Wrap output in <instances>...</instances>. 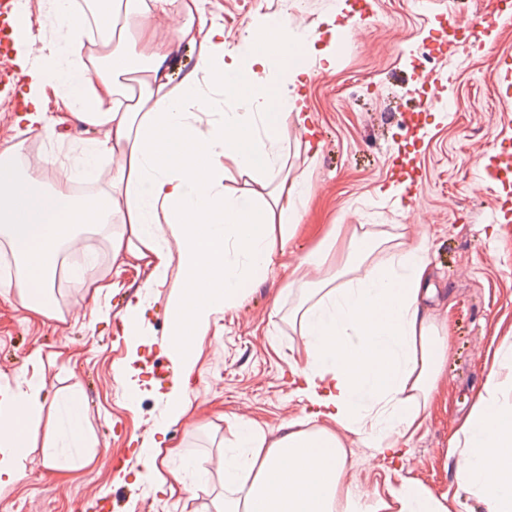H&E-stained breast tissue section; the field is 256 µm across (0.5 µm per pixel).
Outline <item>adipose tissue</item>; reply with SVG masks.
<instances>
[{
    "mask_svg": "<svg viewBox=\"0 0 512 512\" xmlns=\"http://www.w3.org/2000/svg\"><path fill=\"white\" fill-rule=\"evenodd\" d=\"M200 3L87 0L79 8L74 0H43L50 34L37 55H19L21 120L28 131L56 138L43 109L50 93L102 136L60 165L50 185L23 162L21 144L0 145V169L10 172L0 179V245L15 259L8 285L24 309L52 316L58 259L85 235L150 267L121 317L131 352L116 379L129 401L141 392L135 364L151 301L169 297L165 350L176 372L133 474L158 490L167 484L161 440L190 409L198 332L268 276L277 248L297 228L306 180L289 176L283 149L291 127L306 123L299 89L312 75L310 60H333L317 36L279 19L227 42L223 27L207 25ZM159 13L179 16L173 38L151 28ZM270 32L279 48L266 44ZM176 40L199 45L194 79L179 83L166 72ZM202 114L212 118L204 129ZM233 169L272 183L269 196L229 193L224 179ZM301 266L313 274L290 316L301 338L292 368L303 415L274 440L257 420L231 419L227 445L202 466L219 476L214 512H448L447 497L406 478L370 493L353 489L342 441L357 438L375 459L408 447L443 371L448 336L423 305L432 293L423 245L362 224L347 239L326 238ZM49 394L38 376L0 391V494L21 479L29 438L40 427L81 444V401L67 399L62 423L46 424ZM450 451L463 493L487 512H512V387L489 376Z\"/></svg>",
    "mask_w": 512,
    "mask_h": 512,
    "instance_id": "ef3b65f1",
    "label": "adipose tissue"
}]
</instances>
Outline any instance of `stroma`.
I'll return each mask as SVG.
<instances>
[{"instance_id": "stroma-1", "label": "stroma", "mask_w": 512, "mask_h": 512, "mask_svg": "<svg viewBox=\"0 0 512 512\" xmlns=\"http://www.w3.org/2000/svg\"><path fill=\"white\" fill-rule=\"evenodd\" d=\"M335 3L299 0L292 13L319 33L320 46L330 47L335 58L331 69L314 68L301 87L308 131L284 151L291 175L307 180L299 227L269 277L248 290L241 306L214 314L197 337L189 419L171 427L163 443L174 452L166 464L180 480L162 493L128 477L126 512H213L210 496L185 491L192 477L184 462L223 444L229 415L265 423L273 438L301 416L289 365L300 337L271 310L289 270L338 224H380L407 244H424L434 289L427 307L448 329L443 373L406 459L371 460L362 444H352L348 481L371 491L397 469L434 496L451 494V512H486L478 498L457 496L456 458L448 445L485 390L495 350L512 342V222L498 217L501 204L512 202V188L476 178L490 163V146L512 141V108L500 103L498 83L501 57L512 55V22L499 27L489 47L470 56L449 40L448 14L465 19L475 0H429L423 11L412 0H348L350 9L342 16L334 15ZM279 14V0L205 2L207 21L223 25L231 42ZM338 25L343 34L331 36ZM425 42L432 44L433 67L447 86L446 104L427 110L419 107L423 72L415 54ZM357 77L371 81L369 92L345 94ZM22 92L15 87L12 101H0V145L20 141L54 163L67 161L74 142L88 138V131L51 96L44 108L56 119L63 142L51 144L27 131L19 120L25 110ZM405 155L416 164L410 191L387 196L393 185L387 172ZM86 245L97 254L105 288H84L60 274L61 318L31 315L0 287V389L16 386L29 356L40 354L39 374L60 400L81 397L86 435L77 451L84 465L65 475L47 466L44 435H33L24 475L0 495V512H75L82 500L110 495L116 489L114 460L134 453L131 437L151 435L164 407L161 395L174 375L163 351L168 298L153 302L152 334L142 348L147 386L136 407H129L115 378L129 354L120 318L151 269L126 263L99 237L88 236Z\"/></svg>"}]
</instances>
